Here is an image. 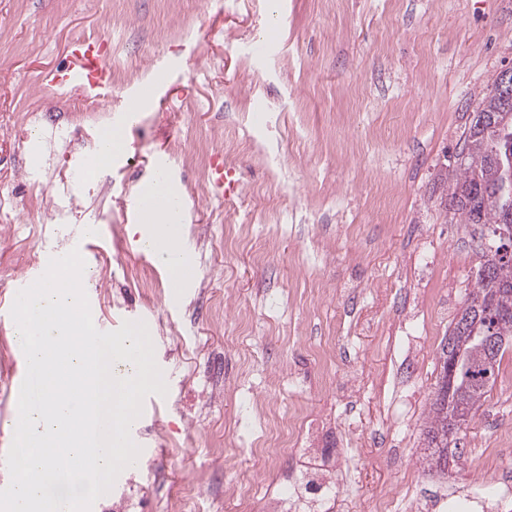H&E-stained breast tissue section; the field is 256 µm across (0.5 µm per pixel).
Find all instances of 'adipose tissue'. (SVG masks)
<instances>
[{"label": "adipose tissue", "instance_id": "adipose-tissue-1", "mask_svg": "<svg viewBox=\"0 0 512 512\" xmlns=\"http://www.w3.org/2000/svg\"><path fill=\"white\" fill-rule=\"evenodd\" d=\"M139 197L145 204L139 228L141 245L152 248L158 262L169 265L173 287H183L191 271L192 261L183 253L179 207L184 198L167 176L152 177L141 190Z\"/></svg>", "mask_w": 512, "mask_h": 512}]
</instances>
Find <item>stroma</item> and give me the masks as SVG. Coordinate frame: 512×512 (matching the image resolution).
Wrapping results in <instances>:
<instances>
[{
    "instance_id": "1",
    "label": "stroma",
    "mask_w": 512,
    "mask_h": 512,
    "mask_svg": "<svg viewBox=\"0 0 512 512\" xmlns=\"http://www.w3.org/2000/svg\"><path fill=\"white\" fill-rule=\"evenodd\" d=\"M84 38L112 60L104 100L39 90ZM509 67L512 0H0V301L97 225L98 326L144 322L168 387L97 512H262L327 458L320 512L403 507L410 479L430 512L449 486L512 480V347L460 464L423 462L440 344L482 260L446 177ZM151 85L164 105L130 112ZM113 124L127 152L82 178ZM158 153L186 202L180 289L142 257L131 217ZM214 161L242 179L235 205L208 180ZM12 330L0 321V420L23 367ZM291 417L304 451L225 499L224 452L252 465ZM490 454L504 470L487 471Z\"/></svg>"
}]
</instances>
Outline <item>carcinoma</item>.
Wrapping results in <instances>:
<instances>
[{"mask_svg":"<svg viewBox=\"0 0 512 512\" xmlns=\"http://www.w3.org/2000/svg\"><path fill=\"white\" fill-rule=\"evenodd\" d=\"M504 113L512 114V97L504 98L491 92L481 101L473 113L459 168L453 175L451 200L462 223L486 228L481 234L488 242L484 260L467 299L481 300V320L487 334L497 339L498 348L492 355L494 369L487 377L478 360L479 351L468 341L470 332L464 315L457 319L441 345L439 359L448 358L450 345L463 356L454 380L448 382L442 393L431 398L423 429L426 447L432 449L428 463L444 472L449 464L457 463L464 455L459 438H448V423L458 416L463 418L464 425L470 424L493 389L501 359L512 342V314L496 318L492 315L502 301L512 302V296L505 297V293L512 292V260L504 262L497 258L501 239L496 236V230L503 228L499 209L506 200L512 199V187L506 189L503 183L504 171L512 168V159L498 155L495 150V140L501 134L512 136V123L506 129L498 127V120Z\"/></svg>","mask_w":512,"mask_h":512,"instance_id":"1","label":"carcinoma"}]
</instances>
